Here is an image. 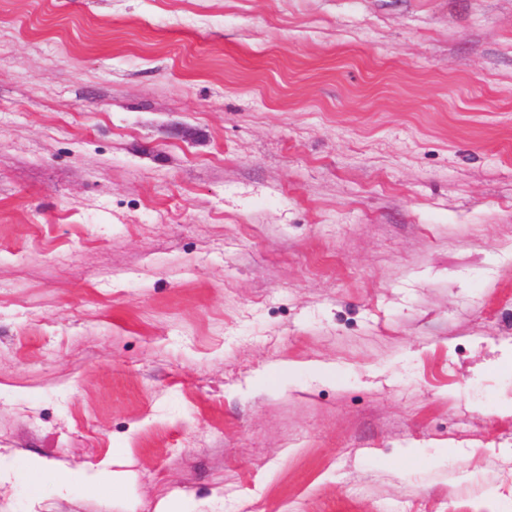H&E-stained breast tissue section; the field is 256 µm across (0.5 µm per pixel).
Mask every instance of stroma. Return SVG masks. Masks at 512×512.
<instances>
[{
	"mask_svg": "<svg viewBox=\"0 0 512 512\" xmlns=\"http://www.w3.org/2000/svg\"><path fill=\"white\" fill-rule=\"evenodd\" d=\"M512 0H0V454L36 512H512ZM49 469L45 462L37 457H30L18 463L7 456H0V486L10 484L20 487L29 501L28 512L34 511L41 501L42 486L47 479ZM111 463H102L78 474L56 475L54 485L61 494L67 493L73 485H79L86 491H96L106 487H118L125 484V473L113 471Z\"/></svg>",
	"mask_w": 512,
	"mask_h": 512,
	"instance_id": "1",
	"label": "stroma"
}]
</instances>
